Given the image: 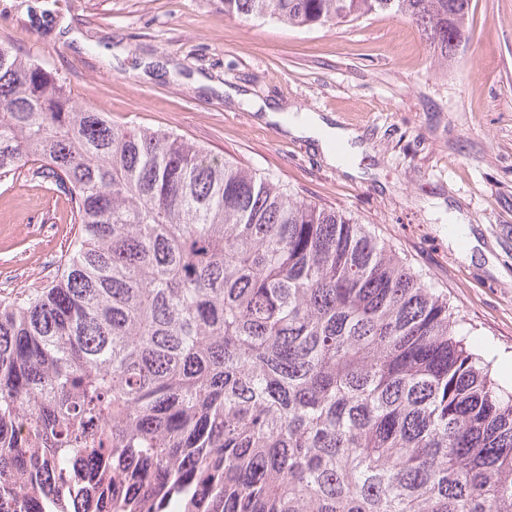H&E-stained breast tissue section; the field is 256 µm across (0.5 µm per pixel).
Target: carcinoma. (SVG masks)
<instances>
[{"mask_svg": "<svg viewBox=\"0 0 512 512\" xmlns=\"http://www.w3.org/2000/svg\"><path fill=\"white\" fill-rule=\"evenodd\" d=\"M471 0H224L290 27L387 13L448 62ZM71 203L54 278L0 300V510L512 512V393L365 226L121 127L0 42V181Z\"/></svg>", "mask_w": 512, "mask_h": 512, "instance_id": "obj_1", "label": "carcinoma"}]
</instances>
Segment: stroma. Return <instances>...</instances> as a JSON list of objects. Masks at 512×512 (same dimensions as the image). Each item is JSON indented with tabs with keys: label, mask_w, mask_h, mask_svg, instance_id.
I'll return each mask as SVG.
<instances>
[{
	"label": "stroma",
	"mask_w": 512,
	"mask_h": 512,
	"mask_svg": "<svg viewBox=\"0 0 512 512\" xmlns=\"http://www.w3.org/2000/svg\"><path fill=\"white\" fill-rule=\"evenodd\" d=\"M470 38L440 62L410 20L291 28L224 0H0V41L114 124L164 129L354 214L448 302L512 391V0H472ZM316 112L352 129L351 163L268 121ZM474 245L450 243L449 221ZM66 197L0 182V297L57 271Z\"/></svg>",
	"instance_id": "stroma-1"
}]
</instances>
